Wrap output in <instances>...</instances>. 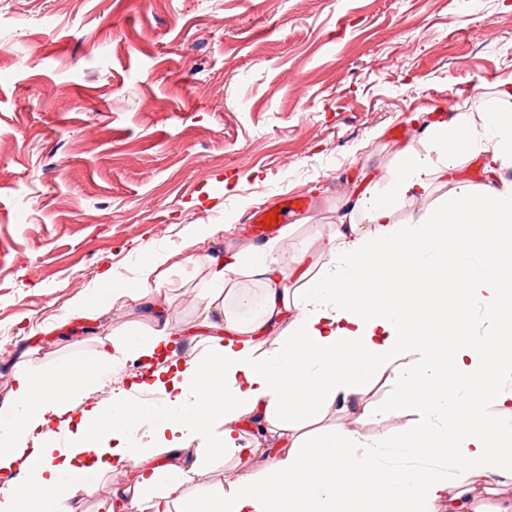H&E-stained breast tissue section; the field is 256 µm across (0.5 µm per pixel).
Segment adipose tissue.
I'll use <instances>...</instances> for the list:
<instances>
[{
    "instance_id": "adipose-tissue-1",
    "label": "adipose tissue",
    "mask_w": 512,
    "mask_h": 512,
    "mask_svg": "<svg viewBox=\"0 0 512 512\" xmlns=\"http://www.w3.org/2000/svg\"><path fill=\"white\" fill-rule=\"evenodd\" d=\"M399 157L387 194L368 188L355 202L366 225H337L325 257L285 266L245 247L212 267L204 317L185 330L203 344L190 360L109 401L87 400L123 361L173 344L161 317L150 335L129 330L56 368L18 370L0 403V473L22 480L0 493V512H73V478L113 463L136 469L112 490L130 512L149 502L155 512L172 502L177 512H433L443 500L448 512H468L474 485L512 476V181L477 193L457 179L468 158H484L493 174L512 167V100L479 128L456 113L434 126L426 153L406 146ZM437 179L457 185L445 204L392 223L400 201L427 196ZM140 263L142 279L118 289L102 275L95 302L77 303L74 316L145 296L156 261L145 253ZM244 274L258 278L260 293L236 290ZM383 375L399 389L386 406L363 391ZM332 402L362 417L412 409L418 418L376 440L344 426L309 433ZM144 418L151 431L135 438ZM246 419L263 427L248 447ZM193 443L228 459L271 460L201 504L181 492L196 467L182 457Z\"/></svg>"
}]
</instances>
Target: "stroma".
Instances as JSON below:
<instances>
[{
	"mask_svg": "<svg viewBox=\"0 0 512 512\" xmlns=\"http://www.w3.org/2000/svg\"><path fill=\"white\" fill-rule=\"evenodd\" d=\"M512 91V0H0V401L41 369L156 315L196 319L207 262L244 246L319 255L356 195L386 193L405 146ZM301 193L284 244L245 213ZM147 296L72 317L99 275ZM412 412L321 427L376 439ZM253 461L203 460L223 494Z\"/></svg>",
	"mask_w": 512,
	"mask_h": 512,
	"instance_id": "1",
	"label": "stroma"
}]
</instances>
